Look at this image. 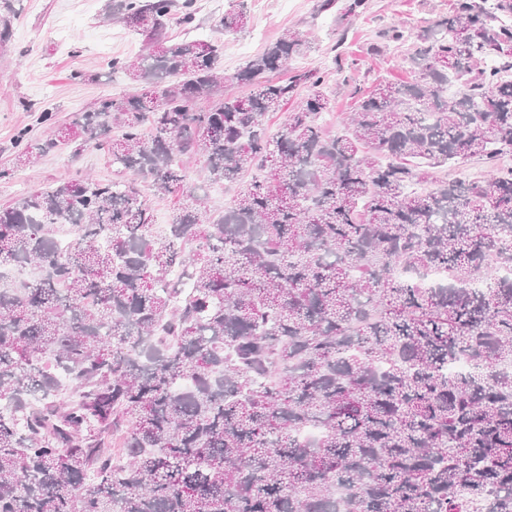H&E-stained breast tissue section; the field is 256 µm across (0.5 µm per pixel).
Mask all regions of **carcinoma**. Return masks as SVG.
<instances>
[{"mask_svg":"<svg viewBox=\"0 0 512 512\" xmlns=\"http://www.w3.org/2000/svg\"><path fill=\"white\" fill-rule=\"evenodd\" d=\"M195 13L113 0L150 44L110 62L135 92L68 123L45 109L53 134L15 139L18 166L92 147L118 177L0 208V268L38 270L0 274V512H512V278L486 265H512V166L432 178L512 154V0H454L402 60L410 78L361 95L334 134L325 75L270 77L305 40L227 78L223 45L166 36ZM248 21L241 2L218 26ZM221 83L250 92L200 107ZM249 167L212 213L206 185ZM148 177L185 198L164 226ZM437 267L448 282L423 285Z\"/></svg>","mask_w":512,"mask_h":512,"instance_id":"carcinoma-1","label":"carcinoma"}]
</instances>
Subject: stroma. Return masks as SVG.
Returning <instances> with one entry per match:
<instances>
[{"instance_id": "obj_1", "label": "stroma", "mask_w": 512, "mask_h": 512, "mask_svg": "<svg viewBox=\"0 0 512 512\" xmlns=\"http://www.w3.org/2000/svg\"><path fill=\"white\" fill-rule=\"evenodd\" d=\"M452 2L366 0L364 9L348 13L339 8L319 11L320 0H244L250 24L227 34L217 27L219 14L210 9L209 0H196L194 28L223 43L222 69L228 75L284 33L308 41L307 55L293 66L327 74L336 107L321 121L333 132L355 110L357 91L368 90L379 79L408 77L403 52L387 41V32L399 27L416 36L448 13ZM2 18L10 20L13 35L10 42L0 43V169L12 166L18 130L49 136V129L38 122L42 109L63 120L103 95L133 92L129 79L108 63L136 58L146 50L142 36L113 20L112 0H0ZM85 173L111 177L107 156L91 148L76 156L67 149L45 155L0 180V207L28 191Z\"/></svg>"}]
</instances>
